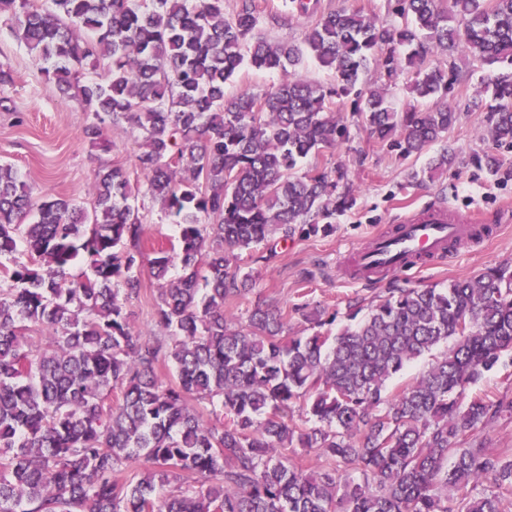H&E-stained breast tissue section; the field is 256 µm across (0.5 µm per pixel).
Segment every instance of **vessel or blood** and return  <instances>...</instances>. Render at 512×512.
Wrapping results in <instances>:
<instances>
[{
  "label": "vessel or blood",
  "mask_w": 512,
  "mask_h": 512,
  "mask_svg": "<svg viewBox=\"0 0 512 512\" xmlns=\"http://www.w3.org/2000/svg\"><path fill=\"white\" fill-rule=\"evenodd\" d=\"M484 221L477 211L459 212L444 202L422 205L401 219L397 233L376 235L368 249L350 253L344 277L367 284L408 266L412 260H444L451 242L476 238Z\"/></svg>",
  "instance_id": "obj_1"
}]
</instances>
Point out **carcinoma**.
Segmentation results:
<instances>
[{"mask_svg": "<svg viewBox=\"0 0 512 512\" xmlns=\"http://www.w3.org/2000/svg\"><path fill=\"white\" fill-rule=\"evenodd\" d=\"M50 2L0 0V19L92 115L93 137L121 121L142 132L144 194L176 233L147 245L120 167H101L87 208L33 198L0 164V512H503L512 451L491 450L489 432L512 419V397L468 391L512 355V264L354 297L335 333L336 313L308 303L295 308L307 336L285 334L265 300L244 324L226 307L256 285L245 257L327 236L357 205L342 167L303 168L349 139L339 101L353 97L389 151L419 156L458 120L439 100L460 81L445 55L461 51L497 70L489 134L512 146V0H398L391 25L322 12L299 44L259 36L254 0L230 16L224 0ZM428 43L443 58L427 65ZM306 59L335 82L300 77ZM245 65L282 79L226 98ZM372 65L379 85L363 79ZM409 72L427 107L400 113L389 91ZM456 162L445 144L408 181ZM145 264L161 337L129 322ZM296 448L323 467L306 471ZM450 343H441L438 347L433 349L430 353L425 354L418 360L414 361L410 366L405 368L401 373L396 375L387 385V393L392 394L411 385L415 379L428 367L431 363L443 354Z\"/></svg>", "mask_w": 512, "mask_h": 512, "instance_id": "1", "label": "carcinoma"}]
</instances>
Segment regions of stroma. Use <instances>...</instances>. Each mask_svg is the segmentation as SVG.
I'll use <instances>...</instances> for the list:
<instances>
[{
  "label": "stroma",
  "instance_id": "obj_1",
  "mask_svg": "<svg viewBox=\"0 0 512 512\" xmlns=\"http://www.w3.org/2000/svg\"><path fill=\"white\" fill-rule=\"evenodd\" d=\"M260 14L259 31L275 41L301 40L313 16L284 17L282 0H255ZM462 77L448 96V104L459 119L449 130L447 141L460 157L439 180L407 179L408 169H422L427 156L401 160L381 147L359 127L351 99L338 106L350 130L349 142L335 152L324 153L319 162L344 166L359 195L354 209L337 216L334 234L298 237L277 248L269 263L253 265L258 275L255 293L235 302L231 310L245 316L257 299H266L287 317V333L303 336L307 324L295 308L308 302L336 313L337 325H345L348 298L375 299L393 286H447L448 282L471 278L488 268L512 262V221L500 219L501 205H512V150L496 149L488 136L487 99L484 82L489 67L464 54L454 57ZM0 66L11 69L14 82L0 89V163L16 169L29 184L34 198L61 197L76 202L91 200L94 171L99 162L135 170V156L142 141L140 131L125 122L104 129L112 149L101 153L87 135L92 122L82 104L59 94L46 81L42 64L32 57L7 26H0ZM497 152L500 166L488 174L479 159ZM443 201L465 210L481 208L496 217L493 232L476 241L451 246V262L418 273L403 269L373 285L352 284L341 273L343 256L353 248L364 249L373 232L393 231L406 206Z\"/></svg>",
  "mask_w": 512,
  "mask_h": 512
}]
</instances>
